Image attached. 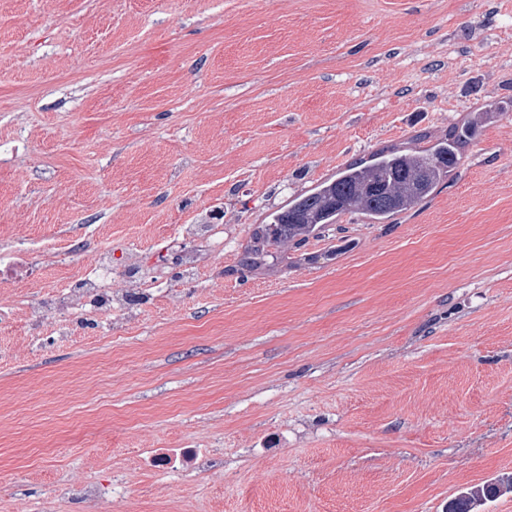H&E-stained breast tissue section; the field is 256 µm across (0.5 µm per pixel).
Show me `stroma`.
I'll list each match as a JSON object with an SVG mask.
<instances>
[{
  "instance_id": "obj_1",
  "label": "stroma",
  "mask_w": 512,
  "mask_h": 512,
  "mask_svg": "<svg viewBox=\"0 0 512 512\" xmlns=\"http://www.w3.org/2000/svg\"><path fill=\"white\" fill-rule=\"evenodd\" d=\"M477 125L389 224L241 269L254 225L383 147ZM201 257L109 332L0 316V512H447L512 476V0H0V254ZM146 448L205 472L140 471ZM93 478L100 502L52 498ZM184 238L198 240L210 250L224 247V227L220 224H184ZM208 455L206 448H146L141 464L143 469L152 473L203 472Z\"/></svg>"
}]
</instances>
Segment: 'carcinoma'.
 I'll return each instance as SVG.
<instances>
[{
	"mask_svg": "<svg viewBox=\"0 0 512 512\" xmlns=\"http://www.w3.org/2000/svg\"><path fill=\"white\" fill-rule=\"evenodd\" d=\"M470 125L452 127L448 136L427 149H381L351 162L314 188L300 193L255 226L240 264L262 271L295 248L337 223L345 211L372 224H384L431 196L448 180L460 149L474 138ZM512 492V477L460 491L448 512H479L493 499Z\"/></svg>",
	"mask_w": 512,
	"mask_h": 512,
	"instance_id": "cac0c4a2",
	"label": "carcinoma"
}]
</instances>
